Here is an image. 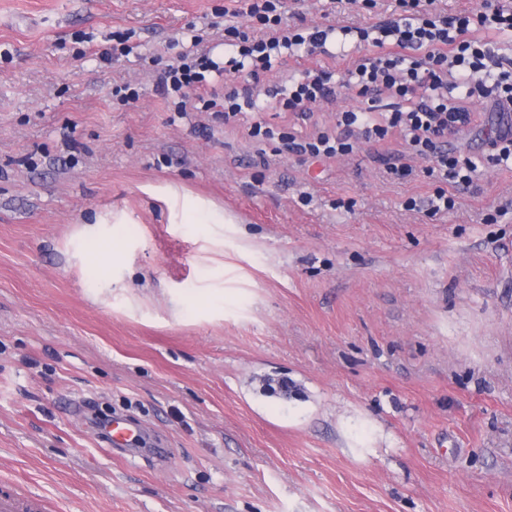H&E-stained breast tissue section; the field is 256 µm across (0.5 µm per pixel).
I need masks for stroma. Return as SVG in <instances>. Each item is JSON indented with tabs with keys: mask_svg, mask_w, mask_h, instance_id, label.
Listing matches in <instances>:
<instances>
[{
	"mask_svg": "<svg viewBox=\"0 0 512 512\" xmlns=\"http://www.w3.org/2000/svg\"><path fill=\"white\" fill-rule=\"evenodd\" d=\"M378 3L286 0L308 26ZM223 11L0 0V476L52 512H512V213L485 221L512 164L435 217L387 144L261 166L279 141L156 89L192 28L223 62ZM116 31L139 54L104 59ZM475 109L448 146L479 159L512 115ZM115 413L135 453L92 422ZM186 211L190 212L187 223L190 224H222L224 223V214L220 215L210 210L209 207L201 202L186 199L184 205ZM139 428L125 417H113L107 428L109 441H105L113 450H126L135 440Z\"/></svg>",
	"mask_w": 512,
	"mask_h": 512,
	"instance_id": "1",
	"label": "stroma"
}]
</instances>
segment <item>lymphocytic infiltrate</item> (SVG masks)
<instances>
[{
    "mask_svg": "<svg viewBox=\"0 0 512 512\" xmlns=\"http://www.w3.org/2000/svg\"><path fill=\"white\" fill-rule=\"evenodd\" d=\"M234 2L224 10L229 48L224 62L210 59L203 36L195 34L190 49L159 74L158 90L177 99L179 112L214 106L216 90L207 73L255 78L277 64H298L299 72L278 91L279 103L294 123L308 125V132L274 135L255 120L262 106L252 92L225 95V122L243 123L257 141L280 138L286 151L308 158L348 157L360 143L383 145L401 136L407 150L387 160V175L432 186L431 214L454 209L451 187L473 183L479 166L463 152H448L449 136L472 123L475 101L512 112V52H504L498 42L499 36L512 35V0H479L453 16L439 7V0H397L399 14L391 20L322 29L289 24L283 0ZM332 36L354 42L339 52L342 69L301 68V60L324 48ZM341 92L372 105L337 113L335 129L312 126L315 106ZM385 96L390 99L385 111H375L374 103Z\"/></svg>",
    "mask_w": 512,
    "mask_h": 512,
    "instance_id": "lymphocytic-infiltrate-1",
    "label": "lymphocytic infiltrate"
}]
</instances>
